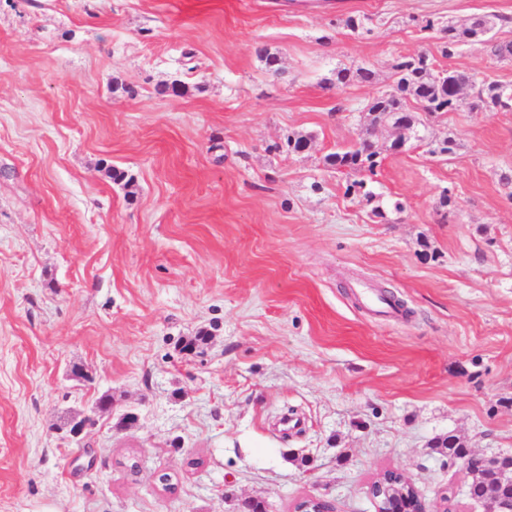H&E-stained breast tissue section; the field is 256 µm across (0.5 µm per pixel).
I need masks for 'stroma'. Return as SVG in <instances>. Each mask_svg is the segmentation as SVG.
Returning a JSON list of instances; mask_svg holds the SVG:
<instances>
[{
	"mask_svg": "<svg viewBox=\"0 0 512 512\" xmlns=\"http://www.w3.org/2000/svg\"><path fill=\"white\" fill-rule=\"evenodd\" d=\"M483 14L512 40V0H0V512H376L388 471L482 512L432 441L512 453V112L471 106L512 62L415 21ZM421 52L475 80L424 129L454 154L378 129L347 194L325 156Z\"/></svg>",
	"mask_w": 512,
	"mask_h": 512,
	"instance_id": "35a3bbf8",
	"label": "stroma"
}]
</instances>
